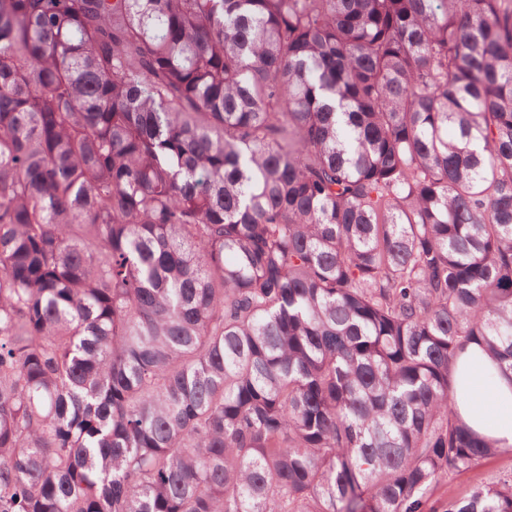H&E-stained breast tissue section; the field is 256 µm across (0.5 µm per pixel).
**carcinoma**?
<instances>
[{"instance_id": "carcinoma-1", "label": "carcinoma", "mask_w": 512, "mask_h": 512, "mask_svg": "<svg viewBox=\"0 0 512 512\" xmlns=\"http://www.w3.org/2000/svg\"><path fill=\"white\" fill-rule=\"evenodd\" d=\"M512 0H0V512H512ZM463 367L465 393L458 404L461 419L498 448L512 447V385L494 374L493 362L477 346L457 364ZM493 374V375H492ZM504 472H512V450L483 459L475 470L451 473L447 484L438 487L435 497L448 498L471 488L481 478L487 479Z\"/></svg>"}]
</instances>
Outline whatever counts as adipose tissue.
<instances>
[{"instance_id":"ef3b65f1","label":"adipose tissue","mask_w":512,"mask_h":512,"mask_svg":"<svg viewBox=\"0 0 512 512\" xmlns=\"http://www.w3.org/2000/svg\"><path fill=\"white\" fill-rule=\"evenodd\" d=\"M459 365L465 378L458 404L461 419L497 447H512V381L495 375L492 361L475 346Z\"/></svg>"}]
</instances>
